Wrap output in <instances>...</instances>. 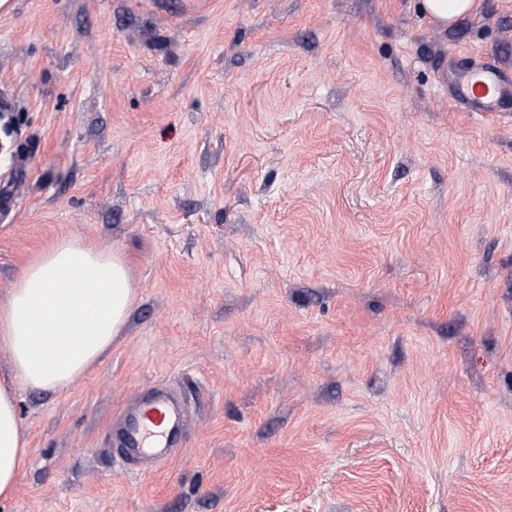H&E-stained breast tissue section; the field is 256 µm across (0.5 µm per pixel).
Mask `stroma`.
Masks as SVG:
<instances>
[{"instance_id": "stroma-1", "label": "stroma", "mask_w": 512, "mask_h": 512, "mask_svg": "<svg viewBox=\"0 0 512 512\" xmlns=\"http://www.w3.org/2000/svg\"><path fill=\"white\" fill-rule=\"evenodd\" d=\"M0 16V305L61 237L139 289L110 354L16 388L0 512H512V0H12ZM168 462L107 443L145 392ZM422 12L437 25L446 28L460 17L474 13L478 0H420ZM452 91L468 112H512V73L480 55L463 54L453 67ZM186 426L178 395L157 388L123 414L115 434L119 456L125 463L165 458L178 447Z\"/></svg>"}]
</instances>
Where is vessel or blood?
Instances as JSON below:
<instances>
[{
  "mask_svg": "<svg viewBox=\"0 0 512 512\" xmlns=\"http://www.w3.org/2000/svg\"><path fill=\"white\" fill-rule=\"evenodd\" d=\"M452 90L468 112H505L512 108V72L476 54H465L453 67ZM187 426L181 401L158 388L128 408L116 431L124 462L167 457L178 447Z\"/></svg>",
  "mask_w": 512,
  "mask_h": 512,
  "instance_id": "1",
  "label": "vessel or blood"
}]
</instances>
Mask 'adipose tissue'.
Wrapping results in <instances>:
<instances>
[{
  "label": "adipose tissue",
  "mask_w": 512,
  "mask_h": 512,
  "mask_svg": "<svg viewBox=\"0 0 512 512\" xmlns=\"http://www.w3.org/2000/svg\"><path fill=\"white\" fill-rule=\"evenodd\" d=\"M138 289L124 253L86 237H63L41 250L0 305V352L11 372L0 378V499L12 497L27 452L15 386L60 392L112 348Z\"/></svg>",
  "instance_id": "adipose-tissue-1"
}]
</instances>
